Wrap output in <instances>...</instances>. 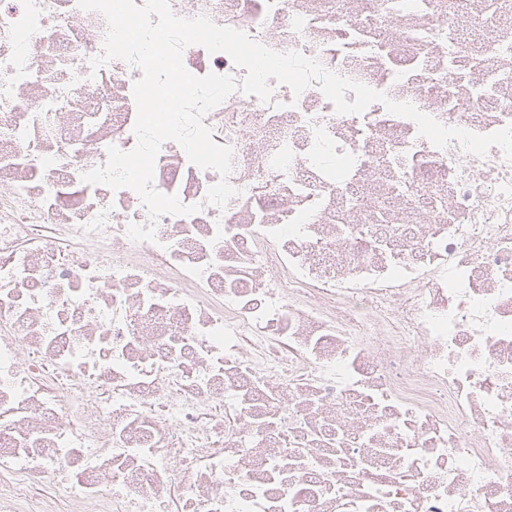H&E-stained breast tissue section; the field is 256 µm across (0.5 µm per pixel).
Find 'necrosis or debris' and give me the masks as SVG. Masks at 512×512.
<instances>
[{
	"label": "necrosis or debris",
	"mask_w": 512,
	"mask_h": 512,
	"mask_svg": "<svg viewBox=\"0 0 512 512\" xmlns=\"http://www.w3.org/2000/svg\"><path fill=\"white\" fill-rule=\"evenodd\" d=\"M447 127L512 124V25L377 0H169ZM456 33L413 53L414 27ZM77 0H0V512H512V163L440 149L379 102L317 86L235 94L204 123L216 172L163 144L153 186L199 205L151 220L82 181L137 144L140 69H99ZM419 202L347 212L411 169ZM154 224L155 241L129 239ZM264 443H248L252 432ZM179 468H172L171 460Z\"/></svg>",
	"instance_id": "necrosis-or-debris-1"
}]
</instances>
